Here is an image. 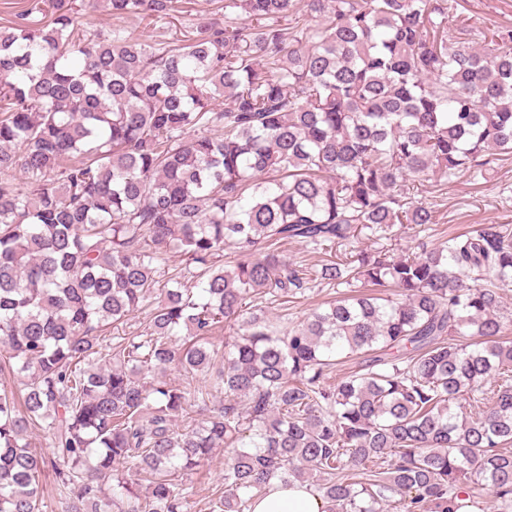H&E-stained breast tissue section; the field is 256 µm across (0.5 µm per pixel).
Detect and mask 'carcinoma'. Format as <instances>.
Segmentation results:
<instances>
[{
	"label": "carcinoma",
	"instance_id": "1",
	"mask_svg": "<svg viewBox=\"0 0 512 512\" xmlns=\"http://www.w3.org/2000/svg\"><path fill=\"white\" fill-rule=\"evenodd\" d=\"M98 4L0 29V375L23 379L0 389V512H41L49 466L73 512H187L176 478L216 448L210 512H253L275 481L314 483L328 512H512V230L313 266L277 251L434 224L417 182L512 157V30L450 42L448 0H306L314 25L296 0H224V27L147 42L85 26ZM316 280L382 292L284 331L246 311ZM142 309L143 332L111 336Z\"/></svg>",
	"mask_w": 512,
	"mask_h": 512
}]
</instances>
